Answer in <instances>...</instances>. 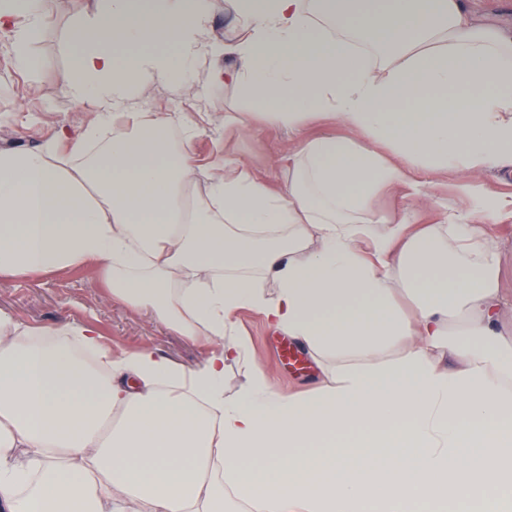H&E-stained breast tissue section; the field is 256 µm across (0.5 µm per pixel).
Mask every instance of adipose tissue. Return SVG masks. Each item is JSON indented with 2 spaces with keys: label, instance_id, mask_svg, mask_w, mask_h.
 <instances>
[{
  "label": "adipose tissue",
  "instance_id": "adipose-tissue-1",
  "mask_svg": "<svg viewBox=\"0 0 512 512\" xmlns=\"http://www.w3.org/2000/svg\"><path fill=\"white\" fill-rule=\"evenodd\" d=\"M313 3L226 0L238 33L204 50L206 0H100L73 25L59 80L99 116L0 151V279L92 265L114 300L218 349L187 369L0 313V512H512V341L496 330L511 299L491 234L512 199L477 188L436 224L374 206L422 195L420 170H512V33L463 0H351L329 25ZM47 9L0 7L18 69L38 64ZM203 52L209 81L252 105L225 129L300 136L336 118L359 139L300 136L280 191L225 159L196 195L193 123L110 115L129 73L186 85ZM242 308L329 364L327 380L275 391L233 329ZM85 350L102 361L88 373ZM230 361L246 367L232 399ZM353 436L363 454L346 452Z\"/></svg>",
  "mask_w": 512,
  "mask_h": 512
}]
</instances>
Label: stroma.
I'll return each instance as SVG.
<instances>
[{
    "instance_id": "35a3bbf8",
    "label": "stroma",
    "mask_w": 512,
    "mask_h": 512,
    "mask_svg": "<svg viewBox=\"0 0 512 512\" xmlns=\"http://www.w3.org/2000/svg\"><path fill=\"white\" fill-rule=\"evenodd\" d=\"M97 0H50L44 25L30 45L38 59L36 69L14 68L9 37L0 36V150L33 149L59 129L72 132L96 118L93 107L72 100L58 81L73 51L68 32L75 20L94 13ZM208 59H199L195 80L178 88L153 77L134 92L132 104L141 112H172L192 121L198 135L194 150L205 161H223L232 155L273 187L284 185L286 156L293 146L287 132L260 122L244 135L225 132L224 115L245 112L249 106L235 85L209 87ZM428 186L421 197L400 193L378 199L380 209L416 212L425 224H434L447 209L466 210L467 197L458 187L464 182L488 185L503 196L512 195V171L476 170L425 174ZM0 312L11 315L25 329L54 330L64 324L88 325L102 336L113 356L150 349L185 368L202 364L212 347L205 340H190L156 318L113 301L94 267H78L31 278L0 281ZM232 321L247 346L249 359L282 394L297 393L320 384L324 372L302 361L276 365L274 351L287 342L252 310L237 312Z\"/></svg>"
}]
</instances>
